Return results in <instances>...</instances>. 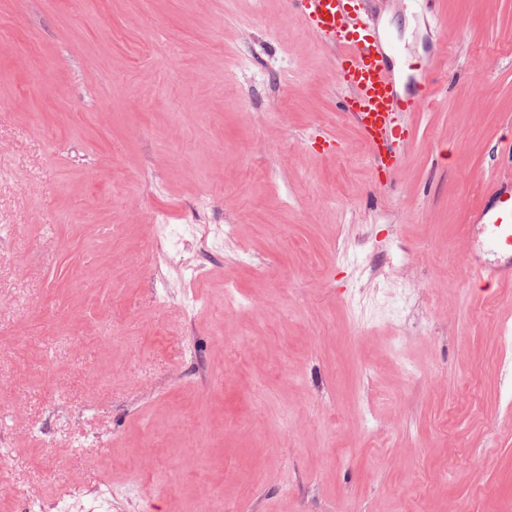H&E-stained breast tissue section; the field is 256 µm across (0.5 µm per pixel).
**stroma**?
Wrapping results in <instances>:
<instances>
[{"label":"stroma","instance_id":"35a3bbf8","mask_svg":"<svg viewBox=\"0 0 512 512\" xmlns=\"http://www.w3.org/2000/svg\"><path fill=\"white\" fill-rule=\"evenodd\" d=\"M362 16L445 70L396 171L282 0H0V512H512V0ZM488 202L475 210L473 221L481 224L488 247L502 254L503 260L493 264L467 261L472 277L480 280H512V191L498 185L488 194ZM508 255V257H507ZM509 258V262H506Z\"/></svg>","mask_w":512,"mask_h":512}]
</instances>
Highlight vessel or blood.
I'll return each instance as SVG.
<instances>
[{"mask_svg": "<svg viewBox=\"0 0 512 512\" xmlns=\"http://www.w3.org/2000/svg\"><path fill=\"white\" fill-rule=\"evenodd\" d=\"M353 0H285L286 10L301 16L311 30L327 41L350 91V117L379 167H398L402 156L390 149L395 136V115L415 111L427 99L432 76L421 79L417 93L399 92L400 77L388 62L380 41L368 38L365 25L350 15ZM474 222L481 224L488 247L503 256L493 264L468 263L474 278L512 280V191L498 186L488 203L475 210Z\"/></svg>", "mask_w": 512, "mask_h": 512, "instance_id": "obj_1", "label": "vessel or blood"}]
</instances>
